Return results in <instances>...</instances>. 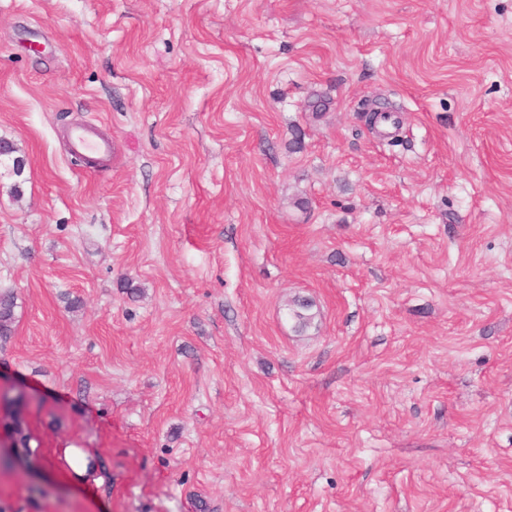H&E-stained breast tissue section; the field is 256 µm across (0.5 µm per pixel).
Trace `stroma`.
Masks as SVG:
<instances>
[{"label":"stroma","mask_w":512,"mask_h":512,"mask_svg":"<svg viewBox=\"0 0 512 512\" xmlns=\"http://www.w3.org/2000/svg\"><path fill=\"white\" fill-rule=\"evenodd\" d=\"M0 141L6 512H512V0H0ZM70 142L72 151L77 155H107L111 151L109 141L94 137V135L85 128L73 129L70 133ZM15 307L16 301L13 294L0 292V338H7L13 333ZM1 400L5 401L7 403L8 412L10 413V416L13 421V431L18 436L16 441L20 445L21 448L24 450V454L26 457H29L32 452L29 449L28 445V439L29 436L24 433V420L23 416L21 414V407L27 404V396L25 393L20 392L17 394L14 398H9V396L5 393L0 397Z\"/></svg>","instance_id":"stroma-1"}]
</instances>
